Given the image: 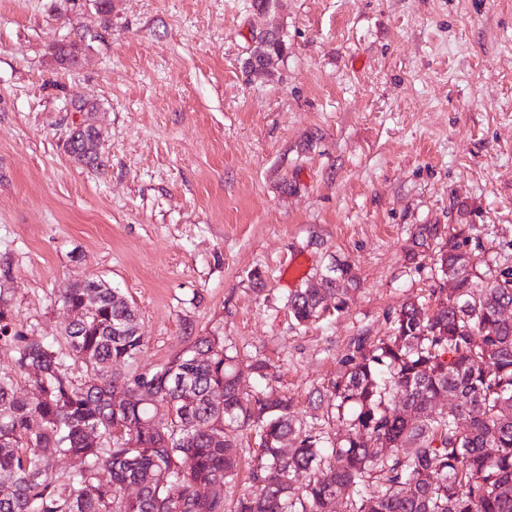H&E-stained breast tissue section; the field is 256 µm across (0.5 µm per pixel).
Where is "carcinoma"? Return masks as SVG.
Wrapping results in <instances>:
<instances>
[{
    "instance_id": "1",
    "label": "carcinoma",
    "mask_w": 512,
    "mask_h": 512,
    "mask_svg": "<svg viewBox=\"0 0 512 512\" xmlns=\"http://www.w3.org/2000/svg\"><path fill=\"white\" fill-rule=\"evenodd\" d=\"M261 40L275 56L287 50L278 34ZM99 143L88 127L67 151L98 170ZM434 256L435 308L412 299L389 335L357 338L328 388L345 430L334 439L298 426L288 398L243 390L214 332L152 372L117 377L113 366L133 365L143 336L134 307L100 280L58 295L79 314L64 329L66 354L13 329L0 290V341L13 353V373H0V512H512V269L479 288L472 254L455 238ZM357 282L350 263L334 265L291 297L295 320L316 321L328 299L342 309ZM74 363L84 367L79 380ZM17 373L31 374L37 396H17ZM146 384L150 399L138 395ZM448 398L454 406L437 409ZM162 408L167 422L155 427ZM245 426L259 454L249 490L228 505L212 489L237 476L234 441ZM187 455L194 466L184 473ZM61 456L83 468L59 472ZM131 484L139 492L126 499Z\"/></svg>"
}]
</instances>
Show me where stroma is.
I'll list each match as a JSON object with an SVG mask.
<instances>
[{
    "label": "stroma",
    "instance_id": "obj_1",
    "mask_svg": "<svg viewBox=\"0 0 512 512\" xmlns=\"http://www.w3.org/2000/svg\"><path fill=\"white\" fill-rule=\"evenodd\" d=\"M265 29L288 50L251 76ZM76 102L101 170L66 152ZM424 224L466 241L475 284L512 269V0H0V274L27 335L59 339V290L106 281L138 310L136 371L217 332L244 388L332 437L319 394L354 339L432 299ZM344 261V310L297 325L289 294Z\"/></svg>",
    "mask_w": 512,
    "mask_h": 512
}]
</instances>
